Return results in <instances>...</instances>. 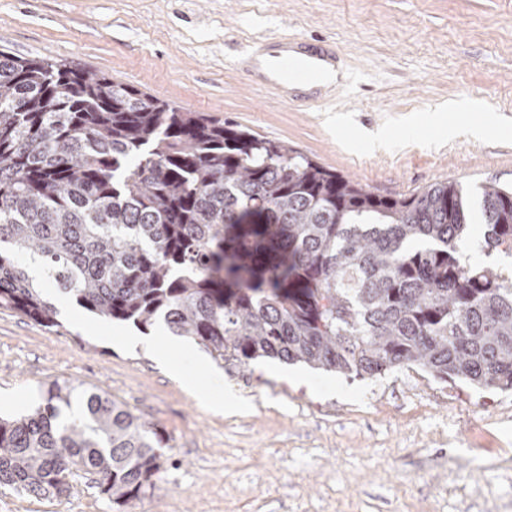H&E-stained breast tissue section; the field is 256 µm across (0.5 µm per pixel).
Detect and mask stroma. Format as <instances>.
<instances>
[{"instance_id":"obj_1","label":"stroma","mask_w":512,"mask_h":512,"mask_svg":"<svg viewBox=\"0 0 512 512\" xmlns=\"http://www.w3.org/2000/svg\"><path fill=\"white\" fill-rule=\"evenodd\" d=\"M286 36L334 41L349 67L325 110L237 68ZM0 51L288 143L379 195L512 185V0H0ZM55 301L51 328L0 309V417L68 383L156 423L168 464L121 508L80 474L61 497L0 486V512H512V391L271 358L229 373L165 324L143 333ZM227 390L238 407L212 411L205 394Z\"/></svg>"}]
</instances>
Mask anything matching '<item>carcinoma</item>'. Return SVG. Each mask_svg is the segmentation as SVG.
<instances>
[{
    "label": "carcinoma",
    "mask_w": 512,
    "mask_h": 512,
    "mask_svg": "<svg viewBox=\"0 0 512 512\" xmlns=\"http://www.w3.org/2000/svg\"><path fill=\"white\" fill-rule=\"evenodd\" d=\"M512 256V187H479ZM456 183L382 197L295 148L51 58L0 51V309L59 325L49 281L93 316L163 320L230 369L278 358L347 376L416 366L512 390V275L471 262ZM79 403L80 414L71 413ZM155 425L70 384L0 419V485L117 507L155 487Z\"/></svg>",
    "instance_id": "cac0c4a2"
}]
</instances>
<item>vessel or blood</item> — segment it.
I'll return each instance as SVG.
<instances>
[{"label": "vessel or blood", "mask_w": 512, "mask_h": 512, "mask_svg": "<svg viewBox=\"0 0 512 512\" xmlns=\"http://www.w3.org/2000/svg\"><path fill=\"white\" fill-rule=\"evenodd\" d=\"M270 48L266 60L252 58L245 61L248 80L262 87L281 90L289 101L299 104L308 99L303 88L308 85L315 65L336 60L334 48L324 41L295 42L284 38L271 43Z\"/></svg>", "instance_id": "b4317fda"}]
</instances>
